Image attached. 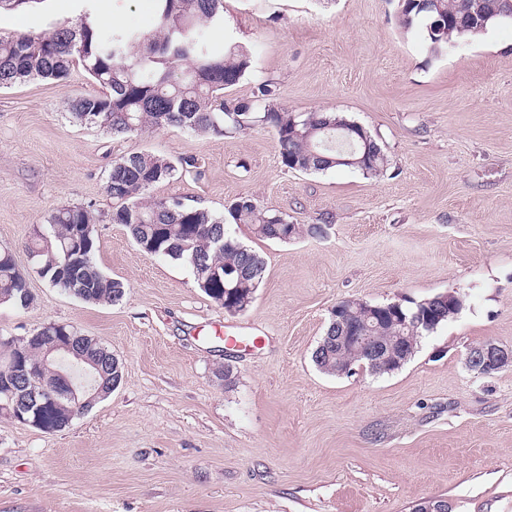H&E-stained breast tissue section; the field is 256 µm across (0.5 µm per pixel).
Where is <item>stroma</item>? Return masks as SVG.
I'll return each instance as SVG.
<instances>
[{
  "label": "stroma",
  "mask_w": 512,
  "mask_h": 512,
  "mask_svg": "<svg viewBox=\"0 0 512 512\" xmlns=\"http://www.w3.org/2000/svg\"><path fill=\"white\" fill-rule=\"evenodd\" d=\"M40 0L0 12V34L44 33L93 9L103 29L152 28L155 0ZM215 45L252 67L225 89L247 100L277 83L293 112L361 124L389 164L282 167L269 128L222 136L178 128L113 137L73 124L96 93L82 70L0 89V247L27 270L28 308L0 304V336L68 324L119 360V386L62 431L0 416V512H512V368L470 371V347H512V23L431 55L397 0H224ZM149 151L197 163L158 198L224 213L251 196L320 238L283 243L244 224L229 236L266 275L246 311L226 314L189 265L141 252L100 222L96 262L127 290L90 305L30 273L24 244L63 206L109 210L113 160ZM459 313L422 336L399 370L329 375L311 355L339 301L418 302ZM251 338L250 350L225 335ZM230 369V378L220 377Z\"/></svg>",
  "instance_id": "35a3bbf8"
}]
</instances>
